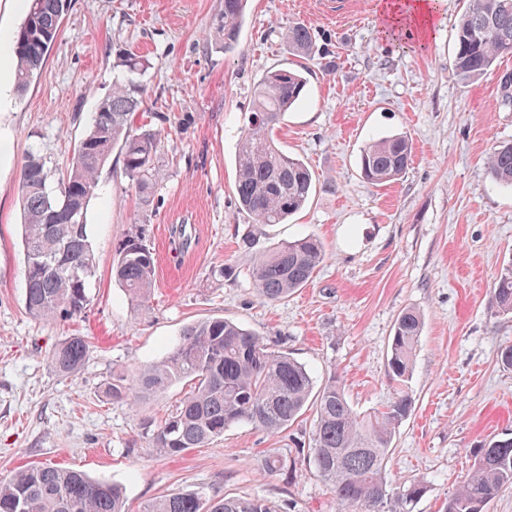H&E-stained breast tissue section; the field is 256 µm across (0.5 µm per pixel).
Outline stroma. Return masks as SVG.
<instances>
[{"instance_id": "1", "label": "stroma", "mask_w": 512, "mask_h": 512, "mask_svg": "<svg viewBox=\"0 0 512 512\" xmlns=\"http://www.w3.org/2000/svg\"><path fill=\"white\" fill-rule=\"evenodd\" d=\"M378 6L249 0L228 50L224 0H71L42 69L0 115L16 140L0 173V478L32 463L81 470L121 484L129 512L197 489L263 498L281 512H336L331 485L299 443L314 408L279 434L240 423L208 447L163 457L148 428L188 383L136 400L106 396L113 374L130 377L161 360L184 326L205 318L254 331L303 363L316 384L337 377L353 407L368 414L396 392L388 376L395 321L403 309L419 310L425 324L408 381L414 408L387 463L392 483L425 481L415 512H443L478 449L512 434V368L500 361L512 345V316L490 305L497 272L512 262V190L486 165L493 147L512 143V110L499 90L512 56L462 80L452 27L463 0H438L422 48L383 40ZM297 21L315 32L313 58L288 52L283 34ZM126 51L149 62L142 120L165 130L160 177L141 204L120 153L112 154L88 207L97 277L86 311L74 321H38L24 305L19 173L32 152L52 178L66 172ZM287 63L307 64V93L273 137L313 171L315 190L288 223L257 226L236 200V144L262 76ZM393 133L412 140L413 163L401 180L377 187L362 177L359 154ZM137 220L156 257L141 307L111 275L114 247ZM248 230L266 247L317 236L326 258L310 284L263 301L248 276L250 257L238 248ZM75 333L92 342L89 359L72 375L52 371L49 351ZM275 453L294 458L295 470L264 472Z\"/></svg>"}]
</instances>
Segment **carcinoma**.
Returning <instances> with one entry per match:
<instances>
[{"label":"carcinoma","mask_w":512,"mask_h":512,"mask_svg":"<svg viewBox=\"0 0 512 512\" xmlns=\"http://www.w3.org/2000/svg\"><path fill=\"white\" fill-rule=\"evenodd\" d=\"M246 0H224V48L238 42ZM71 0H28L27 14L14 46L15 80L27 89L56 40ZM283 38L297 56L312 54L314 30L303 22L289 26ZM457 75L472 80L499 58L512 54V0H468L453 29ZM127 78L112 85L93 121L79 140L59 191L48 188L49 174L36 155L20 171L23 206L25 308L36 320L68 321L81 316L89 304L88 285L96 273L87 231V208L98 186V173L114 149L135 192L149 196L158 177L155 160L162 132L146 124L133 128L135 114L146 103L147 90L139 76L146 59L132 53L118 58ZM303 70L274 68L264 75L236 147L235 192L240 208L258 224H282L301 210L313 191L306 163L281 150L271 131L282 116L299 105L306 91ZM413 144L403 134L372 140L359 156L361 173L373 185L401 178L412 161ZM495 181L512 189V143L500 146L487 159ZM241 245L252 255V286L264 301H278L306 286L325 258L314 236L288 240L272 248L258 247L248 233ZM156 259L142 225H129L115 247L112 276L141 304L147 299ZM497 312L512 315V264L497 275L491 295ZM424 326L413 308L397 317L388 361L399 382L410 376L416 346ZM91 352L83 336H68L48 354L50 369L73 374ZM176 380L190 382L191 391L150 434L151 447L166 456L205 448L239 422L253 423L274 434L291 427L309 400L316 419L309 457L317 473L336 493L337 512H413L427 486L418 480L388 489L385 460L393 436L410 416L413 398L405 388L373 414L357 413L336 379L314 391L305 365L285 352L268 347L263 337L235 322L212 318L186 325L179 340L159 362L141 366L132 378L112 376L107 393L114 400L162 393ZM291 458L275 454L264 471L288 470ZM512 487V437L494 440L480 449L475 464L448 500L446 512H484L500 492ZM0 512H128L122 488L97 481L80 471L52 464L27 466L0 478ZM143 512H279L265 499L211 498L202 491L157 497Z\"/></svg>","instance_id":"carcinoma-1"}]
</instances>
